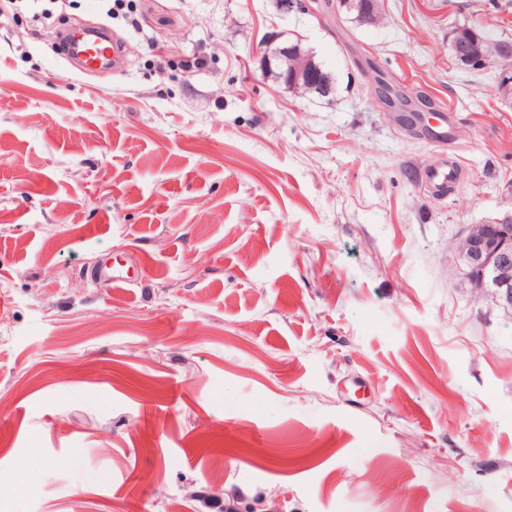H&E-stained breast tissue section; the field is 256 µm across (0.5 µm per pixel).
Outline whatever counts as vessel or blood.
I'll return each mask as SVG.
<instances>
[{"label":"vessel or blood","mask_w":512,"mask_h":512,"mask_svg":"<svg viewBox=\"0 0 512 512\" xmlns=\"http://www.w3.org/2000/svg\"><path fill=\"white\" fill-rule=\"evenodd\" d=\"M58 54L74 72L91 76L102 72L119 74L125 68V47L122 40L111 37L105 27L81 25L67 28L57 36ZM461 169L454 162L443 160L426 167L421 182L435 197L443 198L449 187L460 179Z\"/></svg>","instance_id":"vessel-or-blood-1"}]
</instances>
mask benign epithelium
I'll return each instance as SVG.
<instances>
[{"label":"benign epithelium","instance_id":"7a95c632","mask_svg":"<svg viewBox=\"0 0 512 512\" xmlns=\"http://www.w3.org/2000/svg\"><path fill=\"white\" fill-rule=\"evenodd\" d=\"M455 252L458 269L476 294L512 306V213L469 227Z\"/></svg>","mask_w":512,"mask_h":512}]
</instances>
